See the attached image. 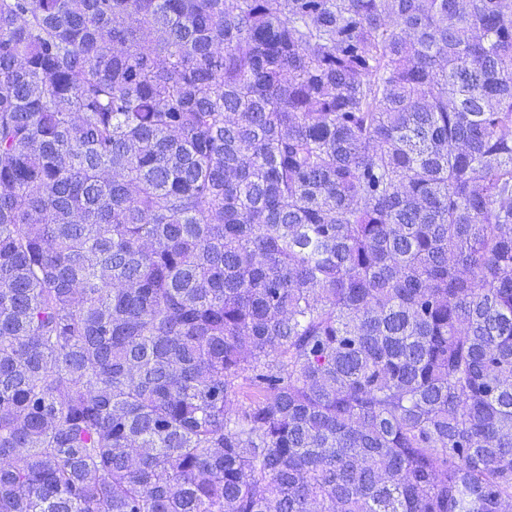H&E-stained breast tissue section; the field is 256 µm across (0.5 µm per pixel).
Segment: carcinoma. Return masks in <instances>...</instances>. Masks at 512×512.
Returning a JSON list of instances; mask_svg holds the SVG:
<instances>
[{
	"label": "carcinoma",
	"instance_id": "carcinoma-1",
	"mask_svg": "<svg viewBox=\"0 0 512 512\" xmlns=\"http://www.w3.org/2000/svg\"><path fill=\"white\" fill-rule=\"evenodd\" d=\"M0 512H512V0H0Z\"/></svg>",
	"mask_w": 512,
	"mask_h": 512
}]
</instances>
